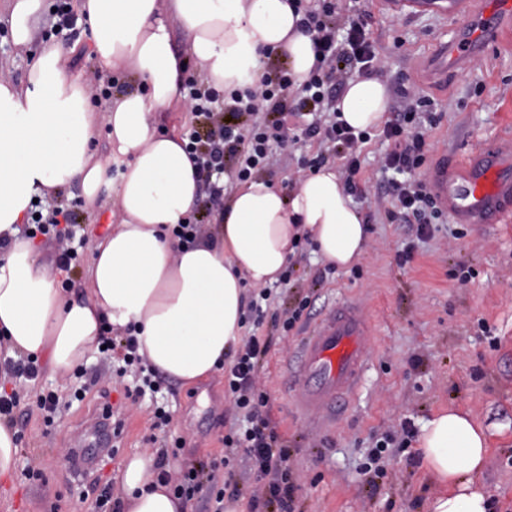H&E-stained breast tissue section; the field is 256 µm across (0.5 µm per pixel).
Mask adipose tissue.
Masks as SVG:
<instances>
[{"mask_svg": "<svg viewBox=\"0 0 512 512\" xmlns=\"http://www.w3.org/2000/svg\"><path fill=\"white\" fill-rule=\"evenodd\" d=\"M91 27V52L103 73L125 70L142 84L113 99L104 115L115 154L128 163L118 189L123 218L97 240L88 268L91 295H66L65 276L33 240L21 237L34 198L79 180L87 206L107 181L108 165L88 152L97 136L89 97L57 44L42 48L19 88L0 79V341L8 355L44 360L66 377L97 347L104 323L135 326L140 352L163 374L189 386L216 372L242 338L247 287L277 281L299 235L339 269L360 261L369 228L325 166L292 193L265 179L239 186L225 202L216 243L180 246L172 234L197 208L195 165L178 135L152 121L179 99L182 60L163 19L173 13L209 84L232 91L260 83L270 61L287 60L297 81L315 62L310 34L288 0H74ZM389 96L377 80L349 81L337 104L354 131L387 118ZM417 448L445 491L429 512H488L473 478L487 438L469 413L444 409L423 422ZM153 455L125 460L124 512H188L167 487H152Z\"/></svg>", "mask_w": 512, "mask_h": 512, "instance_id": "obj_1", "label": "adipose tissue"}]
</instances>
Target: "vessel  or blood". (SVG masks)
Returning a JSON list of instances; mask_svg holds the SVG:
<instances>
[{"instance_id":"obj_1","label":"vessel or blood","mask_w":512,"mask_h":512,"mask_svg":"<svg viewBox=\"0 0 512 512\" xmlns=\"http://www.w3.org/2000/svg\"><path fill=\"white\" fill-rule=\"evenodd\" d=\"M468 15L451 42L440 45L429 66L438 78L462 68L492 43L512 38V0H460ZM427 177L434 197L457 224H500L512 218V135L473 148L463 158L440 154ZM375 326L353 300L338 303L305 336L293 382L296 409L327 413L354 394L368 365L367 345Z\"/></svg>"}]
</instances>
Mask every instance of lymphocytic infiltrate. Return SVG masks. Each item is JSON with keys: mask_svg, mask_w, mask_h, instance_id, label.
<instances>
[{"mask_svg": "<svg viewBox=\"0 0 512 512\" xmlns=\"http://www.w3.org/2000/svg\"><path fill=\"white\" fill-rule=\"evenodd\" d=\"M293 6L302 13L301 25L311 34L316 49V63L302 86H295L291 73L285 70L265 76L256 89L236 90L225 97L215 88L199 85L193 77L183 80L182 90L192 114L183 133L185 148L195 161L203 190L214 202H221L224 196L220 180L229 170L226 160H233L230 171L245 182L270 165L276 148L287 146L282 119L292 110L328 114L327 122L309 123L302 133L338 150L349 194L360 195L366 190L360 155L362 144L371 136L354 133L336 121L334 114L347 81L374 70L377 48L368 16L361 13L340 25L334 20L340 0H294ZM392 99L390 117L382 130L389 143L382 165L395 173L385 185L391 204L387 217L397 224L413 225L418 235L425 236L442 212L428 183L416 178L415 172L426 161L429 132L436 128L438 119L433 101L417 87H396ZM270 113L279 114L280 122L267 124L265 117ZM271 345V339L248 336L224 373L227 391L248 423L243 434L225 435L224 445L251 461L257 479L269 481L270 501L276 502L279 512H289L294 493L288 482L289 450L280 443L269 416L262 412L269 402L267 393L253 383L255 369Z\"/></svg>", "mask_w": 512, "mask_h": 512, "instance_id": "lymphocytic-infiltrate-1", "label": "lymphocytic infiltrate"}]
</instances>
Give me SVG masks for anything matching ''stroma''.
<instances>
[{
  "mask_svg": "<svg viewBox=\"0 0 512 512\" xmlns=\"http://www.w3.org/2000/svg\"><path fill=\"white\" fill-rule=\"evenodd\" d=\"M347 7L350 13L365 9L371 15L386 87L405 78L434 100L440 123L430 139L431 155L446 151L463 156L478 143L512 133V46L488 49L449 72L447 83H425L421 73L439 44L452 38L457 21L414 0H349ZM57 21L56 15L46 14L42 30L55 33L65 67L80 75L95 110L105 111L104 97L95 92L98 67L89 31L78 26L59 33ZM41 47L38 40L16 46L10 34L0 31V79L24 84ZM386 148L377 136L363 146L368 196L356 204L371 226V238L361 261L349 271L330 272L314 255L303 253L292 263L290 281L270 287L269 310L284 314L306 299L308 315L288 332L275 326L271 315L260 325H245V334L273 339L255 386L268 393L267 412L290 450L292 512H428L442 488L422 464L416 431L446 407L470 412L484 427L487 457L475 485L489 499L491 512H512V223L447 220L433 225L422 240L415 227L389 223L380 201ZM319 150L315 139L289 144L280 162L260 176L292 192L303 174V160ZM119 185V177H109L92 207L75 181L46 199L78 215L77 236L83 245L69 268V293L89 295L92 247L122 220ZM348 297L366 304L377 329L361 385L337 405L335 414L301 417L288 386L297 368L298 345L326 312ZM139 375L138 366L124 367L96 353L78 376L60 378L45 371L33 381L10 378L7 389L17 392L22 404L33 403L42 392L55 393L59 403L52 426H45L39 411L25 417L15 472L0 485V512H90L107 485L114 499H123L122 461L160 453L178 436L184 446L178 458L166 459L167 469L227 459L236 496L225 499L224 512H271L264 504L267 480L257 479L249 463L224 445L236 410L223 372L191 386L171 381L134 405L125 390L136 385ZM86 380L92 386L84 401H77L73 393ZM106 403L113 420L124 423L119 451L97 470L75 478L71 447L93 427L88 411ZM158 406L172 412L162 431L151 427ZM405 421L411 422L412 432L402 430ZM382 441L388 444L386 451L370 463L373 448ZM30 469L36 478H27Z\"/></svg>",
  "mask_w": 512,
  "mask_h": 512,
  "instance_id": "obj_1",
  "label": "stroma"
}]
</instances>
